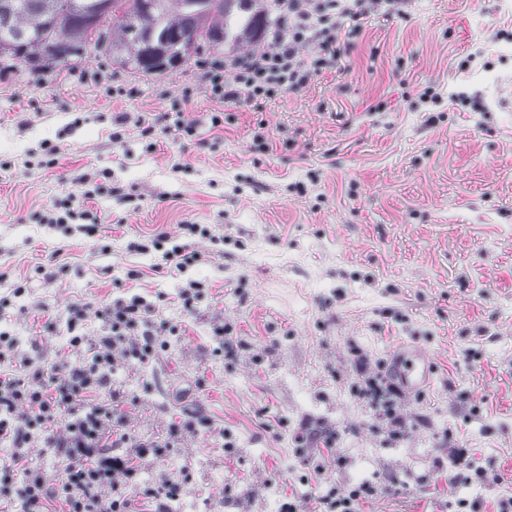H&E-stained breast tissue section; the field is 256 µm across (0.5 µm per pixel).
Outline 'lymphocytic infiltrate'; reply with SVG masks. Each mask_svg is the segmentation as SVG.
Returning <instances> with one entry per match:
<instances>
[{
	"mask_svg": "<svg viewBox=\"0 0 512 512\" xmlns=\"http://www.w3.org/2000/svg\"><path fill=\"white\" fill-rule=\"evenodd\" d=\"M410 0H269L274 24L265 32L266 44L249 55H225L198 61L199 81L210 99L227 106L247 104L253 110L289 92L305 90L314 79L337 72L363 31V22L373 15H404ZM195 123L183 110L155 113L142 124L147 150L157 146V133L172 132L180 139L193 138ZM115 186L94 183L80 195L57 202L55 212L39 214L40 223L61 229L67 235H97L99 219L87 200L115 194ZM207 224H183L178 231H160L144 241L133 242L137 251L159 254L161 266L172 274H183L201 265L205 255L197 240H213ZM153 307L143 297H118L97 310L104 332L97 342L83 345L75 333L83 318L73 310L66 322L51 319L46 330L65 326L72 332V346H85V356L65 373H47L30 361L13 356L15 338L0 331V442L14 452L5 472L24 471L18 490L23 512H129L135 498L152 503L178 499L184 479H165L143 487L140 476L146 465L167 455L175 442L194 434L196 423L185 420L173 425L168 438H139L114 415L124 403L119 390L108 399L98 392L119 366L146 363L163 337L179 335L178 326L155 322ZM358 375L352 389L370 410L376 428L388 440H403L409 430L401 412L403 391L392 379L370 372L366 358L355 362ZM40 443L56 449L65 459L61 472L48 475L28 469V447ZM393 479L364 480L347 492L329 489L318 499L320 512H361V507L387 493Z\"/></svg>",
	"mask_w": 512,
	"mask_h": 512,
	"instance_id": "1",
	"label": "lymphocytic infiltrate"
}]
</instances>
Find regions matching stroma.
<instances>
[{"mask_svg": "<svg viewBox=\"0 0 512 512\" xmlns=\"http://www.w3.org/2000/svg\"><path fill=\"white\" fill-rule=\"evenodd\" d=\"M497 30L505 38L492 39ZM347 65L262 111L233 109L219 128L191 63L142 76L91 53L38 77L20 63L0 73V297L13 299L0 330L33 365L64 367L83 348L42 324L83 304L81 331L96 339V306L125 288L181 328L151 362L112 377L136 435L200 419L145 476L153 485L189 473L168 512H278L288 494L315 512L329 486L378 476L404 489L364 512H454L462 498L495 512L512 497V0H413L405 16L370 19ZM116 83L135 95L113 96ZM429 85L439 98L426 104L417 92ZM461 91L485 111L452 102ZM177 103L197 124L192 140L163 135L150 152L131 124L112 143L113 113ZM260 122L264 152L252 148ZM45 141L58 148L52 168L40 163ZM105 171L127 195L98 199L101 235L33 219L80 193L79 176ZM186 222L220 239L199 242L206 259L189 275L156 271L158 253L127 248ZM53 264L61 271L46 279ZM189 278L210 287L192 316L178 300ZM217 320L240 341L235 360L212 333ZM405 344L428 358L432 382L406 395L415 427L387 444L350 389L352 352L376 370ZM319 423L335 427L336 445L312 449V470L301 469L294 435ZM456 445L491 482L454 481Z\"/></svg>", "mask_w": 512, "mask_h": 512, "instance_id": "stroma-1", "label": "stroma"}]
</instances>
